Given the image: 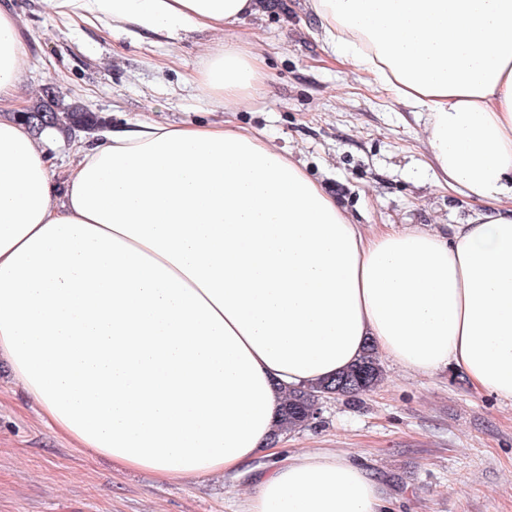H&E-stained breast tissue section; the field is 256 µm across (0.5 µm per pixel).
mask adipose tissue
I'll use <instances>...</instances> for the list:
<instances>
[{
  "label": "adipose tissue",
  "mask_w": 512,
  "mask_h": 512,
  "mask_svg": "<svg viewBox=\"0 0 512 512\" xmlns=\"http://www.w3.org/2000/svg\"><path fill=\"white\" fill-rule=\"evenodd\" d=\"M75 23L171 45L257 0H51ZM327 57L427 113L439 184L481 215L450 232L369 231L262 133L135 123L75 146L63 174L12 114L28 50L0 0V359L63 437L163 481L277 458L246 512H387L345 455L281 456L285 393L367 345L403 368H462L512 401V0H309ZM264 59L206 50L223 106Z\"/></svg>",
  "instance_id": "adipose-tissue-1"
}]
</instances>
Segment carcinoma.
Segmentation results:
<instances>
[{
	"mask_svg": "<svg viewBox=\"0 0 512 512\" xmlns=\"http://www.w3.org/2000/svg\"><path fill=\"white\" fill-rule=\"evenodd\" d=\"M17 118L28 123L29 130L37 137L49 127L67 133L76 128L90 130L101 124L97 113L87 111L76 102L64 103L52 86L44 87L41 94L31 101L28 111L18 113ZM382 378L378 351L371 344L365 348L363 356L346 370L315 386L288 392L271 442L276 443L312 423L322 401L339 397L354 400L376 389Z\"/></svg>",
	"mask_w": 512,
	"mask_h": 512,
	"instance_id": "obj_1",
	"label": "carcinoma"
}]
</instances>
